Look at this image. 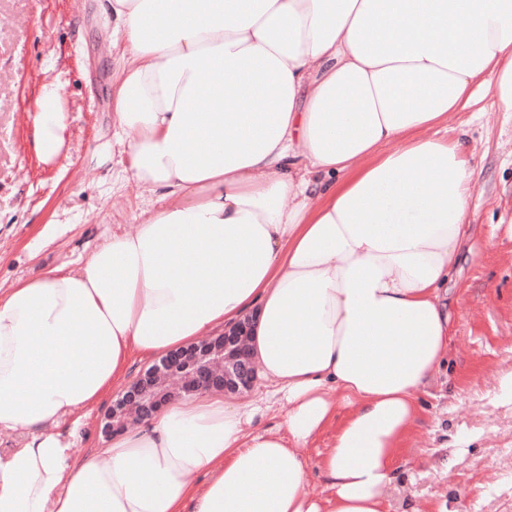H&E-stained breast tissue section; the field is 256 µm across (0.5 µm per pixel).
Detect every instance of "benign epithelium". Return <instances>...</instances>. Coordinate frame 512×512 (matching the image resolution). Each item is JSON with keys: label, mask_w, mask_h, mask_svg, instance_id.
Returning <instances> with one entry per match:
<instances>
[{"label": "benign epithelium", "mask_w": 512, "mask_h": 512, "mask_svg": "<svg viewBox=\"0 0 512 512\" xmlns=\"http://www.w3.org/2000/svg\"><path fill=\"white\" fill-rule=\"evenodd\" d=\"M247 322L187 348L171 351L141 372L108 409L102 432L110 437L125 429L131 413L142 421L155 416L175 395L202 390L238 393L253 386L257 374L246 353Z\"/></svg>", "instance_id": "obj_1"}]
</instances>
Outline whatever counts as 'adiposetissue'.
<instances>
[{"mask_svg": "<svg viewBox=\"0 0 512 512\" xmlns=\"http://www.w3.org/2000/svg\"><path fill=\"white\" fill-rule=\"evenodd\" d=\"M123 37L113 139L173 196L77 268L0 293V512H390L397 453L453 336L448 279L477 176L449 114L483 75L512 112V0H108ZM54 162L58 83L32 108ZM252 317L290 410L218 392L73 459L57 430L133 356ZM340 395L339 402L327 392ZM348 412L316 464L304 448ZM332 492L307 495L310 477Z\"/></svg>", "mask_w": 512, "mask_h": 512, "instance_id": "ef3b65f1", "label": "adipose tissue"}]
</instances>
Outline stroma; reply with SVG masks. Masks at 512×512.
<instances>
[{
	"label": "stroma",
	"instance_id": "1",
	"mask_svg": "<svg viewBox=\"0 0 512 512\" xmlns=\"http://www.w3.org/2000/svg\"><path fill=\"white\" fill-rule=\"evenodd\" d=\"M105 0H0V290L44 268L76 267L112 234L135 232L159 195L129 179L112 145V82L120 66ZM56 81L65 146L46 164L30 111ZM451 113L479 177L470 199L478 232L448 282L454 339L448 364L421 394L423 419L400 449L392 506L512 512V112L479 89Z\"/></svg>",
	"mask_w": 512,
	"mask_h": 512
}]
</instances>
